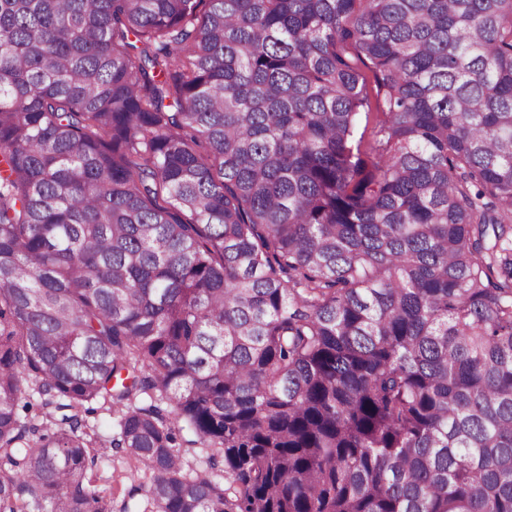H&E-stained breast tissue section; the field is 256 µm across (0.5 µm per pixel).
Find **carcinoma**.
Masks as SVG:
<instances>
[{
    "mask_svg": "<svg viewBox=\"0 0 512 512\" xmlns=\"http://www.w3.org/2000/svg\"><path fill=\"white\" fill-rule=\"evenodd\" d=\"M92 403L149 512H512V0H0V512ZM361 73L364 77L367 92L369 94L370 107L365 111L368 113L362 114L352 146L354 151H356V146L359 144L361 151L369 152L371 147L375 145V131L377 129L378 122L383 119V116L377 111L371 72L362 67ZM175 433L177 436L176 448L179 449V454L185 464L189 466V469L203 474L210 472L211 468L208 463L209 452L201 448L199 444L188 445L182 442L181 435L178 433L177 429H175Z\"/></svg>",
    "mask_w": 512,
    "mask_h": 512,
    "instance_id": "carcinoma-1",
    "label": "carcinoma"
}]
</instances>
